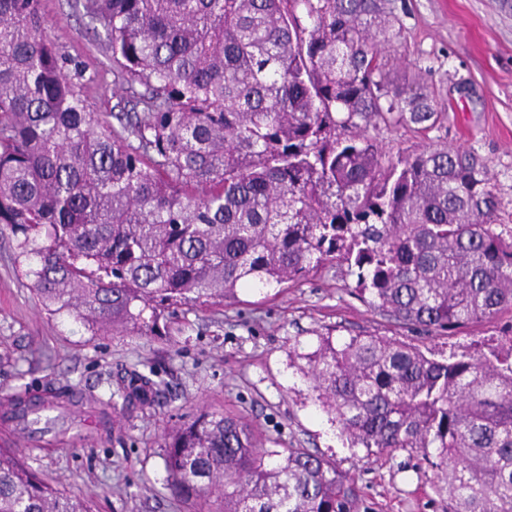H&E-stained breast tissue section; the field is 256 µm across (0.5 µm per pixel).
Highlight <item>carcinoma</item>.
Instances as JSON below:
<instances>
[{
  "mask_svg": "<svg viewBox=\"0 0 512 512\" xmlns=\"http://www.w3.org/2000/svg\"><path fill=\"white\" fill-rule=\"evenodd\" d=\"M77 2L100 68L50 35L41 0H0V224L49 316L154 336L172 307L336 260L400 324L453 334L512 310L488 164L452 148L385 158L365 135L442 118L418 77L380 61L403 36L387 0ZM109 90L110 112L91 109ZM294 356L352 446L421 456L448 512H512V351L439 361L369 333ZM159 391L134 370L115 395ZM164 447L171 493L217 512H360L354 477L266 447L235 414L202 409ZM0 512L92 506L0 448Z\"/></svg>",
  "mask_w": 512,
  "mask_h": 512,
  "instance_id": "cac0c4a2",
  "label": "carcinoma"
}]
</instances>
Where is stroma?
Returning <instances> with one entry per match:
<instances>
[{
    "mask_svg": "<svg viewBox=\"0 0 512 512\" xmlns=\"http://www.w3.org/2000/svg\"><path fill=\"white\" fill-rule=\"evenodd\" d=\"M74 0H42L49 31L90 66L103 57ZM401 43L382 57L392 78L418 76L444 113L420 133L371 126L388 157L419 149L461 148L483 158L499 199L497 222L512 232V0H394ZM10 230L0 231V397H39L65 386L71 400L52 409L60 434L23 432L10 445L41 478L90 500L94 512H198L174 497L164 437L200 408L245 416L268 447L307 448L353 475L368 512H447L422 458L351 447L322 410L290 348L309 352L318 336L375 333L410 343L438 360L500 345L512 311L455 334L388 320L359 297L344 267L329 263L279 288L243 290L237 302L206 311L177 308L162 336L91 335L41 311L14 265ZM153 371L161 392L148 407H114L119 377Z\"/></svg>",
    "mask_w": 512,
    "mask_h": 512,
    "instance_id": "35a3bbf8",
    "label": "stroma"
}]
</instances>
